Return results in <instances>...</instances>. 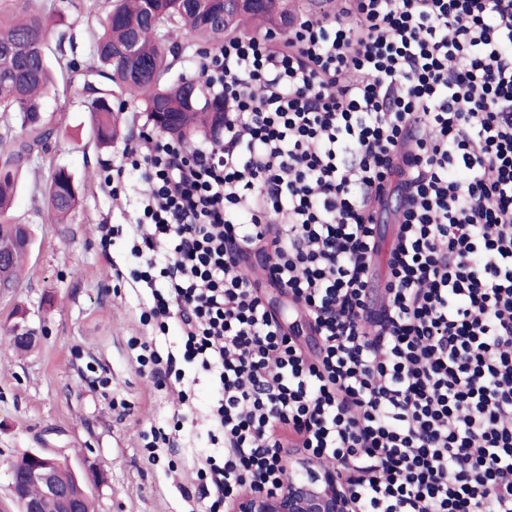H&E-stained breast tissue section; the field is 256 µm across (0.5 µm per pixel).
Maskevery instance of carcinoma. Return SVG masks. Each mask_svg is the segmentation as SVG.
Masks as SVG:
<instances>
[{"label":"carcinoma","instance_id":"carcinoma-1","mask_svg":"<svg viewBox=\"0 0 512 512\" xmlns=\"http://www.w3.org/2000/svg\"><path fill=\"white\" fill-rule=\"evenodd\" d=\"M106 9L105 21L89 28L96 58L93 76L74 95L91 99L92 135L97 145L108 147L121 134L120 115L128 101L143 107L156 130L187 138L196 132L224 124V102L199 98L198 84L168 75L182 57L181 50L205 43L217 47L237 34L263 25H279V17L291 12L288 0H265L224 15V0H84L91 17ZM52 18L24 0L22 6L0 8V114L16 112L24 137L9 142L0 154V255L10 263L0 274L18 280L27 254L24 241L30 232L14 224L10 210L17 175L33 153L47 151L58 128L44 120L42 100L59 79H73L82 71L74 55L60 54L58 72L47 58V34ZM47 208L59 224L68 223L79 207L80 191L68 169L55 168L44 190Z\"/></svg>","mask_w":512,"mask_h":512}]
</instances>
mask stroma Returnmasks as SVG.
I'll list each match as a JSON object with an SVG mask.
<instances>
[{
    "label": "stroma",
    "instance_id": "1",
    "mask_svg": "<svg viewBox=\"0 0 512 512\" xmlns=\"http://www.w3.org/2000/svg\"><path fill=\"white\" fill-rule=\"evenodd\" d=\"M40 2L56 21L50 44L72 36L75 54L92 67L82 0ZM42 108L59 135L47 158L33 157L19 183L11 215L28 225L32 245L27 275L0 298V336L24 322L43 338L22 356L0 344V512H19L9 489L11 463L40 449L77 474L103 473L102 481L88 484L94 512H187L182 488L191 482L192 462L211 450L203 416L213 391L204 379L192 388L191 446L150 461L142 434L170 428L177 394L156 388L129 348L130 339L156 333L142 319L146 291L132 287L129 277L137 188L125 183L115 197L105 183L151 128L140 104L129 102L120 139L100 148L90 135L89 104L66 84H57ZM54 164L73 174L83 196L66 224L53 223L35 190ZM104 224L116 229L106 247Z\"/></svg>",
    "mask_w": 512,
    "mask_h": 512
}]
</instances>
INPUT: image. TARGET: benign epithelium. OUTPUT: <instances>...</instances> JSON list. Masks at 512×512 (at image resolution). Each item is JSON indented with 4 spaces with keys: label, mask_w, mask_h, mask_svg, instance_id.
Wrapping results in <instances>:
<instances>
[{
    "label": "benign epithelium",
    "mask_w": 512,
    "mask_h": 512,
    "mask_svg": "<svg viewBox=\"0 0 512 512\" xmlns=\"http://www.w3.org/2000/svg\"><path fill=\"white\" fill-rule=\"evenodd\" d=\"M288 481L276 492L246 490L230 504V512H355L356 507L336 480V473L298 452H289ZM58 458L30 451L23 467L10 468V490L21 512H46L50 503L56 512H87V492L79 478L70 484L58 478ZM38 489L33 496L30 488Z\"/></svg>",
    "instance_id": "7a95c632"
}]
</instances>
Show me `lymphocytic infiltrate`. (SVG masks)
<instances>
[{
  "label": "lymphocytic infiltrate",
  "mask_w": 512,
  "mask_h": 512,
  "mask_svg": "<svg viewBox=\"0 0 512 512\" xmlns=\"http://www.w3.org/2000/svg\"><path fill=\"white\" fill-rule=\"evenodd\" d=\"M197 69L224 134L131 148L130 276L180 331L179 355L144 341L137 364L184 403L177 360L214 387L204 512L282 485L288 448L335 464L359 512H512V0H341ZM265 296L271 303L272 308L284 319L286 324L296 320V324L301 326V335L298 337L302 347L308 352H315V336L309 334L305 326V316L293 310L289 303L288 296L283 295L277 288H264Z\"/></svg>",
  "instance_id": "lymphocytic-infiltrate-1"
}]
</instances>
